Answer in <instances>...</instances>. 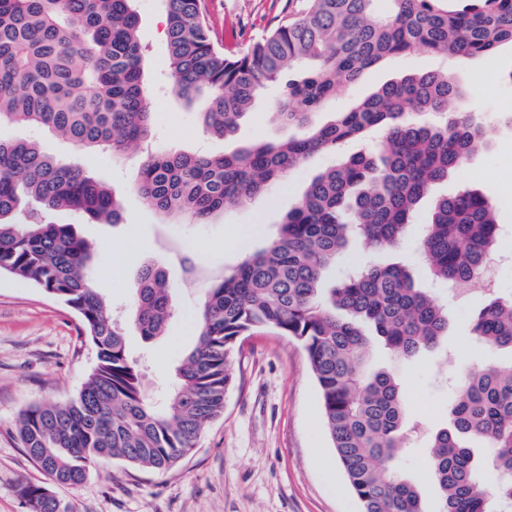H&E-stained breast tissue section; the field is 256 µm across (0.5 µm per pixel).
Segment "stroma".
<instances>
[{"label": "stroma", "instance_id": "obj_1", "mask_svg": "<svg viewBox=\"0 0 512 512\" xmlns=\"http://www.w3.org/2000/svg\"><path fill=\"white\" fill-rule=\"evenodd\" d=\"M205 5L214 40L225 52L238 53L284 15L300 13L305 0H205ZM135 8L154 113L153 148L220 155L257 139L287 135V128L274 118L277 99L271 93L256 102L232 137L204 132L198 115L181 104L168 83L167 38L161 33L164 0H136ZM439 64L424 50L388 58L341 90L319 119L329 121L388 81ZM448 67L467 89L476 121L487 130L484 146L464 170L450 173L447 182L422 199L396 247L372 250L351 241L324 275L329 287L352 266L400 262L408 266L416 285L429 289L448 311V334L435 350L404 359L376 341L370 355L373 369L390 370L402 382L408 420L417 431L396 465L416 487L425 512L440 508L428 462L430 439L447 426L466 372L512 359L511 352L488 350L472 336V318L486 293L475 285L451 292L432 283L416 252L436 198L461 187L491 195L504 233L490 272L499 296L512 297V44L500 46L490 59L460 58ZM0 136L35 139L45 153L122 191L123 217L117 224H94L70 211L54 216L56 223L76 225L94 242L93 281L118 310H129L132 303V275L119 272L120 256L136 265L147 258L167 262L171 248L186 243L202 264L205 275L197 279L185 278L178 265L169 264L176 313L166 336L148 343L132 330L126 338L131 357L140 364L145 393L154 401L167 395L174 366L195 342L193 314L209 277L261 249L306 185L333 161L329 155L316 156L286 183L273 187L265 201L229 205L210 223L189 226L164 221L132 190L139 153L115 157L78 150L38 129L8 124L0 126ZM78 324L63 303L24 281L0 275V512H27L18 494L20 485L46 481L17 436L20 413L39 401L67 402L95 363V350L79 338ZM55 492L69 512H361L324 429L320 395L306 355L295 340L271 331L241 340L223 415L208 424L195 449L174 468L158 472L111 459L91 467L81 485L59 486Z\"/></svg>", "mask_w": 512, "mask_h": 512}]
</instances>
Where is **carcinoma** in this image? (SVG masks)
<instances>
[{
	"instance_id": "carcinoma-1",
	"label": "carcinoma",
	"mask_w": 512,
	"mask_h": 512,
	"mask_svg": "<svg viewBox=\"0 0 512 512\" xmlns=\"http://www.w3.org/2000/svg\"><path fill=\"white\" fill-rule=\"evenodd\" d=\"M132 0H0V124L35 127L87 150L123 156L152 135L144 55ZM309 0L247 49L229 56L214 41L204 0H165L172 89L200 104L203 129L228 138L265 90L279 92L276 118L299 130L212 155L174 149L142 154L133 189L166 218L207 224L231 201L254 202L318 154L335 164L307 185L273 238L208 286L194 312L196 342L176 367L168 397L149 400L126 348V325L95 288L92 245L52 213L73 210L115 224L121 193L43 152L34 140L0 138V274L63 302L96 363L76 398L37 403L16 428L30 460L54 484L78 486L104 459L167 471L224 413L240 339L269 329L298 341L320 391L327 433L361 512H424L415 487L394 467L406 441L399 379L369 365L372 328L392 353L412 358L448 332V312L415 286L401 264L351 270L322 287L352 236L376 250L395 247L420 200L466 166L483 143L465 91L448 69L407 74L350 111L316 116L345 84L394 55L417 49L476 57L512 43V0ZM366 132L376 148L342 154ZM499 225L493 201L462 187L439 198L417 243L430 278L448 286L481 276ZM173 260L187 277L198 261ZM129 321L145 341L167 332L173 314L165 267L147 259L132 276ZM474 339L512 351V299L494 297L473 319ZM433 437L430 468L441 512H496L512 502V361L468 372ZM488 448L497 480L488 486L465 439ZM28 512H68L49 486L23 484Z\"/></svg>"
}]
</instances>
